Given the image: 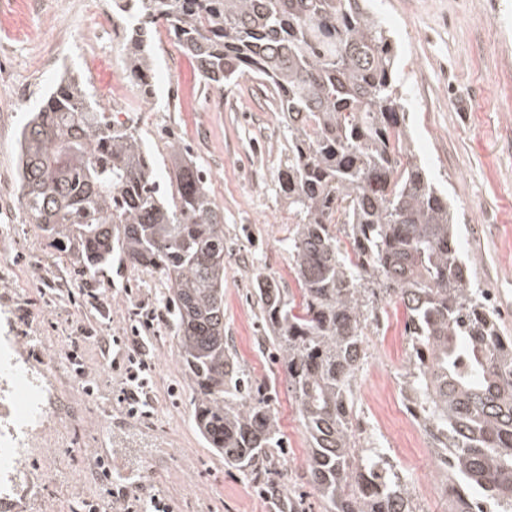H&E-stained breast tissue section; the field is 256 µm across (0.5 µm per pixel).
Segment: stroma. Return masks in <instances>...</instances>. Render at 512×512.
Wrapping results in <instances>:
<instances>
[{
	"instance_id": "stroma-1",
	"label": "stroma",
	"mask_w": 512,
	"mask_h": 512,
	"mask_svg": "<svg viewBox=\"0 0 512 512\" xmlns=\"http://www.w3.org/2000/svg\"><path fill=\"white\" fill-rule=\"evenodd\" d=\"M112 0H0V321L10 320L23 366L60 386L76 403L78 420L26 459L35 481L16 512H80L89 498L106 499L94 460L168 496L174 512H272L258 487L209 448L193 418L192 390L177 354L166 285L159 274L113 260L95 277L74 276L68 259L48 253L29 223L17 179L16 142L26 111L39 106L59 72L87 83L97 103L119 97L138 105L135 127L152 152L160 184L171 167L169 142L189 145L211 173L210 188L224 214V334L252 381L272 404L283 448L280 485L302 486L307 436L281 368L263 342L257 280L294 287L285 239L296 219L278 195L277 172L287 141L270 91L244 76L208 90L174 42L154 46L153 104L141 103L124 75L123 50L106 61L83 42L100 9ZM398 53V92L418 161L447 188L460 224V246L473 279L487 292L502 328L512 336V0H371ZM98 289L110 311L72 305L71 289ZM155 312L149 359L155 387L149 416L128 418L117 402V374L99 346L125 333L133 310ZM369 329L355 383L359 419L374 447L414 494L418 512H446L444 480L421 429L401 422L400 376L408 341L402 306L383 305ZM88 322L96 340L81 357L94 395H87L65 355L73 325Z\"/></svg>"
}]
</instances>
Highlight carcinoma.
<instances>
[{"label": "carcinoma", "instance_id": "1", "mask_svg": "<svg viewBox=\"0 0 512 512\" xmlns=\"http://www.w3.org/2000/svg\"><path fill=\"white\" fill-rule=\"evenodd\" d=\"M125 71L154 96L152 31L164 24L204 85L267 84L288 133L279 196L297 290L259 280L266 340L309 439L306 484L324 512H416L411 489L366 448L354 395L369 327L403 307L401 392L450 486V512H512V336L459 249L448 194L417 162L397 93L398 54L366 0H117ZM169 186L140 134L61 76L22 125L21 199L47 249L78 276L112 264L161 275L196 427L224 463L268 491L274 410L224 341V214L206 170L169 143ZM304 512V494L282 496Z\"/></svg>", "mask_w": 512, "mask_h": 512}]
</instances>
